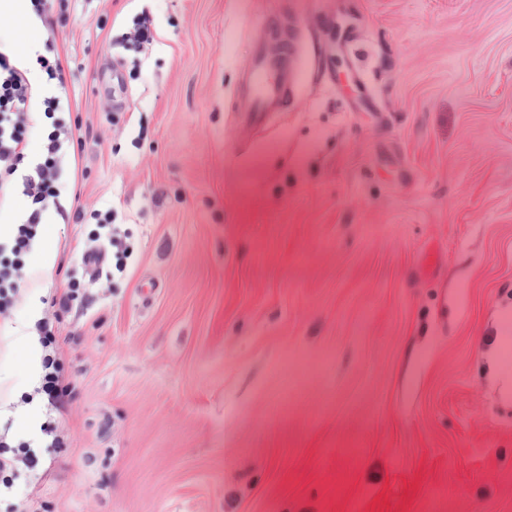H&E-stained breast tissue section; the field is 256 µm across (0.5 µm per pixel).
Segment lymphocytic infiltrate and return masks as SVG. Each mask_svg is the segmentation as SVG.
Here are the masks:
<instances>
[{
    "label": "lymphocytic infiltrate",
    "mask_w": 512,
    "mask_h": 512,
    "mask_svg": "<svg viewBox=\"0 0 512 512\" xmlns=\"http://www.w3.org/2000/svg\"><path fill=\"white\" fill-rule=\"evenodd\" d=\"M69 103L63 62L51 50L29 49L16 55L0 40V206L10 197L28 201L24 214L0 237V313L18 302L17 272L37 243L43 215L62 192V174L68 152L81 143L79 126L63 117ZM39 130L42 147L29 151L30 134ZM42 347L39 381L26 402L40 401L47 412L39 434L31 439L0 432V496L18 499L19 512H41L38 501L20 493L22 485L39 476L38 450L64 448L54 416L65 405L60 344L50 318L36 325Z\"/></svg>",
    "instance_id": "f902f5d3"
}]
</instances>
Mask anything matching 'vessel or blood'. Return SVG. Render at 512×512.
Segmentation results:
<instances>
[{
  "label": "vessel or blood",
  "mask_w": 512,
  "mask_h": 512,
  "mask_svg": "<svg viewBox=\"0 0 512 512\" xmlns=\"http://www.w3.org/2000/svg\"><path fill=\"white\" fill-rule=\"evenodd\" d=\"M265 27L279 34L276 49L257 45L250 69L244 73L241 89L252 101L248 111L237 113L235 120L242 132L264 128L274 114L288 111L294 89L305 77L306 64L295 37L282 33L283 17L270 16Z\"/></svg>",
  "instance_id": "1"
}]
</instances>
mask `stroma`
Segmentation results:
<instances>
[{"label": "stroma", "instance_id": "35a3bbf8", "mask_svg": "<svg viewBox=\"0 0 512 512\" xmlns=\"http://www.w3.org/2000/svg\"><path fill=\"white\" fill-rule=\"evenodd\" d=\"M279 10L325 67L246 141L226 110ZM27 42L83 132L0 315L23 434L32 328L86 288L43 512H512V0H77ZM116 240L124 271L88 268Z\"/></svg>", "mask_w": 512, "mask_h": 512}]
</instances>
